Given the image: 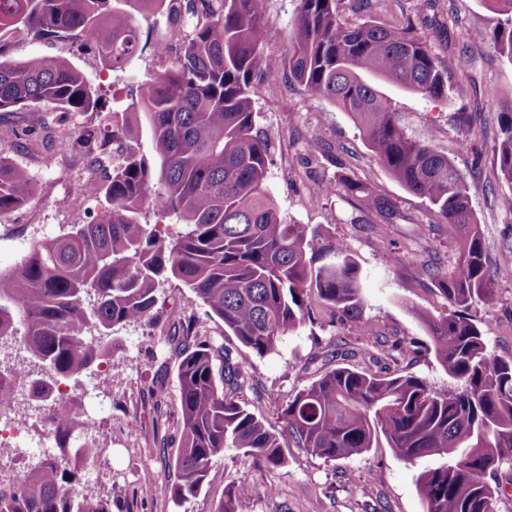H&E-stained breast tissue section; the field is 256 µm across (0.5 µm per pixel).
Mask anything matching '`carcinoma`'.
Here are the masks:
<instances>
[{
	"mask_svg": "<svg viewBox=\"0 0 512 512\" xmlns=\"http://www.w3.org/2000/svg\"><path fill=\"white\" fill-rule=\"evenodd\" d=\"M178 2L0 0L1 33L69 40L110 71L125 70L148 47L166 62L143 83L122 122L83 129L90 165L105 173L107 207L34 242L14 266L0 269V346L31 360L26 397L40 404L43 434L58 448L0 487V512H112L78 488V472L101 456L97 426L56 390L101 372L121 344L116 333L153 316L166 282H181L224 332L260 357L320 313L342 323L360 318L357 267L344 241L289 222L267 189L273 151L255 103L261 85L283 79L347 113L378 162L448 225L456 262L435 283L452 311L420 318L437 361L458 384L438 392L414 375L347 365L351 353L334 349L319 376L281 409L278 433L235 399L245 376L224 336L202 334L193 318L182 317L181 438L175 478L164 491L178 506L189 502L228 448L278 466L290 440L336 461L383 437L406 462L433 461L417 480L426 512H494L498 487L488 476L512 465V361L489 350L469 313L476 303L494 304V265L462 173L410 135L389 101L360 77L375 74L443 99L448 69L413 23L348 27L339 0H298L279 59L263 55L267 0H187L194 23L177 52L164 42H142L133 15L163 8L178 15ZM485 2L502 16L493 40L512 60V0ZM46 107L92 116L102 99L67 59L15 61L0 40V114ZM138 114L150 131L148 156L128 143L130 117ZM498 127L500 177L512 185V99L501 101ZM338 189L386 220L396 218L392 202L349 176L315 186L321 196ZM33 192L28 172L0 157V214L25 205ZM145 209L183 224L165 237L140 222ZM16 373L15 366L0 372V409L15 411ZM248 494L245 486L226 490L216 512H237Z\"/></svg>",
	"mask_w": 512,
	"mask_h": 512,
	"instance_id": "carcinoma-1",
	"label": "carcinoma"
}]
</instances>
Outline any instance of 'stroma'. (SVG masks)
I'll return each mask as SVG.
<instances>
[{
	"label": "stroma",
	"mask_w": 512,
	"mask_h": 512,
	"mask_svg": "<svg viewBox=\"0 0 512 512\" xmlns=\"http://www.w3.org/2000/svg\"><path fill=\"white\" fill-rule=\"evenodd\" d=\"M296 7V0H268L265 57L284 54ZM341 15L351 26L370 20L385 26L418 24L423 17L432 18L426 34L450 75L447 98L432 99L377 78L371 84L389 99L410 134L447 154L465 176L485 249L489 257H497L512 246V186L499 175V108L489 93L512 92V62L492 38L496 13L484 0H341ZM135 22L143 39L174 48L192 31L190 23L164 11L136 15ZM471 30L486 32V40L469 41ZM462 53L470 64L461 71L455 60ZM39 55L66 57L101 87L104 108L89 119L96 124L112 122L117 102L138 96L140 84L162 68L161 60L148 51L125 71L112 72L71 43L11 38L10 58ZM256 108L274 150L268 183L274 202L288 221L343 239L358 267L362 318L375 327L377 336L367 342L356 324L322 322L286 336L276 353L264 357L243 347L235 336H225V346L250 377L249 388L238 396L240 404L267 425L280 428L278 409L314 379L306 364L335 342L378 356L392 371L415 375L434 388L448 387L450 379L412 314L416 308L435 315L448 310L434 281L436 272L448 271L454 263L447 225L378 163L349 116L334 105L281 81L262 87ZM89 120L53 110L36 115L17 112L0 119V156L26 168L35 188L28 204L0 215V267L12 266L33 241L77 222L75 199L86 198L94 212L104 206V174L90 166L89 146L78 139ZM314 136L326 144L325 154L306 153L305 144ZM340 174L396 203V218L389 221L365 211L358 199L340 192L328 197L315 194L318 181ZM396 252L403 254L402 262L393 261ZM495 286V304L475 305L471 313L480 321L491 351L512 361V268L498 269ZM173 310L193 317L202 333L214 336L222 330L221 322L211 318L181 283L170 281L158 296L153 320L122 330V346L112 356L108 381L97 386L99 398H86L87 382L68 387L69 399L100 423V475L82 480L81 490L111 501L112 512H216L225 490L239 485L248 486L250 493L238 512H424L417 490L424 463L398 459L383 442L335 462L291 444L283 450L284 464L276 467L256 464L230 448L212 461L198 495L176 506L163 492L174 479L172 463L181 437L175 373L181 332L168 317ZM411 338L418 343L415 354L399 356L397 344ZM160 388L166 391L161 402L155 397ZM148 486L153 494H145Z\"/></svg>",
	"instance_id": "1"
}]
</instances>
